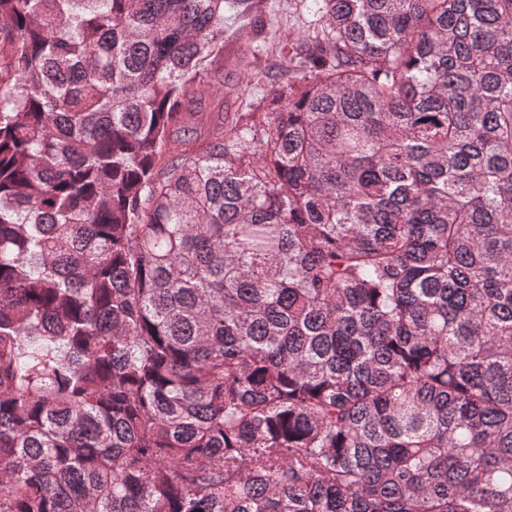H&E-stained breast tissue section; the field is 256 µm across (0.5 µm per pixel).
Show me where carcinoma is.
Masks as SVG:
<instances>
[{"mask_svg": "<svg viewBox=\"0 0 512 512\" xmlns=\"http://www.w3.org/2000/svg\"><path fill=\"white\" fill-rule=\"evenodd\" d=\"M299 2L0 0V512H512V0ZM256 4L249 15L225 12L224 19V76L239 82L244 96L269 97L275 88L274 81L262 78L249 82L243 75L235 78L230 68L235 58L250 46L259 45L257 63L253 72L275 74L283 66L280 46L288 43L295 34L303 31V17L295 10L294 0H254ZM191 107L194 108L195 111H198L199 114L194 117V119L200 123L203 130H206L208 126L212 123L213 117L216 115L215 112L218 111L220 106H222V101H224V105H228L231 109H237L242 104V98H225V88L224 94L219 91H211L209 87H206L202 91V95L192 94L191 97ZM202 98V99H201ZM201 99V100H197Z\"/></svg>", "mask_w": 512, "mask_h": 512, "instance_id": "obj_1", "label": "carcinoma"}]
</instances>
